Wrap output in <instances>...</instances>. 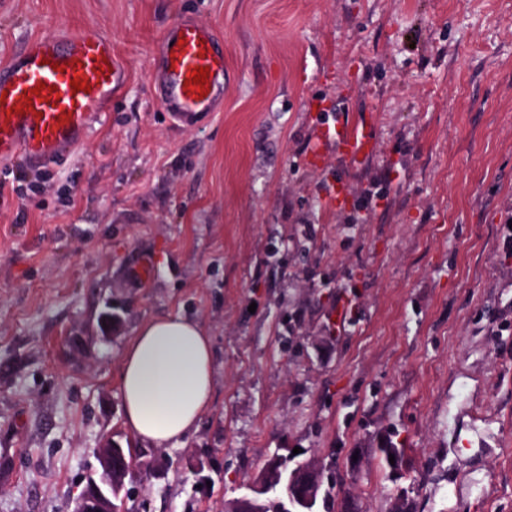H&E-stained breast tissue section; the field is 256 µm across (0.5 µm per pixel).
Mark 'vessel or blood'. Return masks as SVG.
<instances>
[{"instance_id":"1","label":"vessel or blood","mask_w":512,"mask_h":512,"mask_svg":"<svg viewBox=\"0 0 512 512\" xmlns=\"http://www.w3.org/2000/svg\"><path fill=\"white\" fill-rule=\"evenodd\" d=\"M159 66L151 81L172 123L191 127L218 111L224 102V44L208 25L190 19L174 21L160 36ZM208 69L209 88L187 87L196 68ZM81 91H74V83ZM129 69L111 38L93 27L65 36H38L0 65V159L18 154L51 163L79 146L98 114L122 95ZM374 139L368 130L344 119L321 124L306 156L320 167L325 148L349 162L367 158ZM349 186L330 180L322 198L326 208L347 207Z\"/></svg>"}]
</instances>
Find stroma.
I'll return each instance as SVG.
<instances>
[{
	"label": "stroma",
	"instance_id": "1",
	"mask_svg": "<svg viewBox=\"0 0 512 512\" xmlns=\"http://www.w3.org/2000/svg\"><path fill=\"white\" fill-rule=\"evenodd\" d=\"M179 18L224 39L223 110L182 130L150 81ZM63 27L130 81L60 164L0 160V512H75L133 443L122 350L177 313L213 402L118 512H225L281 455L322 461L318 512H512V0H0V62ZM324 98L366 165L307 166ZM351 199L349 186L341 180H330L324 190L323 204L328 209L346 208Z\"/></svg>",
	"mask_w": 512,
	"mask_h": 512
}]
</instances>
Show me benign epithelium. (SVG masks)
Listing matches in <instances>:
<instances>
[{"instance_id": "1", "label": "benign epithelium", "mask_w": 512, "mask_h": 512, "mask_svg": "<svg viewBox=\"0 0 512 512\" xmlns=\"http://www.w3.org/2000/svg\"><path fill=\"white\" fill-rule=\"evenodd\" d=\"M118 446L105 439L95 450L100 465L98 477L91 478L80 497L82 512H113L112 489L125 484L126 478L138 466V456L131 453L116 462ZM289 457L277 463L245 486V493L234 500L228 512H264L267 501L281 499V512H315L323 497L322 468L313 461L290 466Z\"/></svg>"}]
</instances>
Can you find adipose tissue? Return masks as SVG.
I'll return each instance as SVG.
<instances>
[{
	"label": "adipose tissue",
	"instance_id": "ef3b65f1",
	"mask_svg": "<svg viewBox=\"0 0 512 512\" xmlns=\"http://www.w3.org/2000/svg\"><path fill=\"white\" fill-rule=\"evenodd\" d=\"M214 385L212 338L198 319L148 320L120 358L123 425L143 444L183 442L209 409Z\"/></svg>",
	"mask_w": 512,
	"mask_h": 512
}]
</instances>
